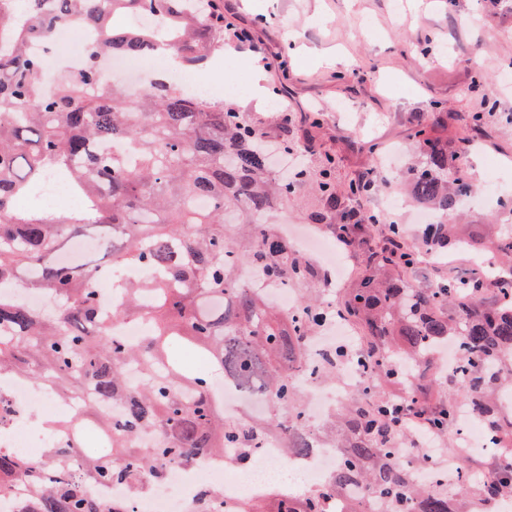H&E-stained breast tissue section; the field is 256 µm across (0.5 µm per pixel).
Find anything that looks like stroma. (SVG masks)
I'll return each mask as SVG.
<instances>
[{"label":"stroma","mask_w":512,"mask_h":512,"mask_svg":"<svg viewBox=\"0 0 512 512\" xmlns=\"http://www.w3.org/2000/svg\"><path fill=\"white\" fill-rule=\"evenodd\" d=\"M262 2L224 0V13L251 31L268 65L232 40L221 56L245 79L283 90L291 119L266 126L269 140H300L311 172L333 157L341 188L374 167L369 144L400 149L403 168L417 154L418 118L459 114L448 126L453 143L484 112L465 170L472 190L454 221L489 237L512 225L503 206L512 198V90L499 83L512 68V0H274L269 23L259 18Z\"/></svg>","instance_id":"obj_1"}]
</instances>
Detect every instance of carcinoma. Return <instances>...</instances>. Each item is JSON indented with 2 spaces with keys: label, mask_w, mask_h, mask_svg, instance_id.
I'll return each instance as SVG.
<instances>
[{
  "label": "carcinoma",
  "mask_w": 512,
  "mask_h": 512,
  "mask_svg": "<svg viewBox=\"0 0 512 512\" xmlns=\"http://www.w3.org/2000/svg\"><path fill=\"white\" fill-rule=\"evenodd\" d=\"M138 13L156 25L118 24ZM65 27L91 32L94 41L83 71L61 72L46 90L43 58L27 45L47 43ZM228 27L224 0H0V289L18 284L59 301L47 314L0 295V376L48 379L60 396L77 397L90 383L102 398L126 405L120 420L98 419L112 438L82 475L66 471L71 449L83 445L79 424L69 443L48 449L39 462L0 449V475L36 477L29 512H127L121 502L95 505L81 491L83 479L121 481L138 491L145 478L163 479L167 463L228 450L248 466L260 436L282 434L291 454L319 434L337 439L341 449L330 487L303 498L247 500L238 512H324L327 496L353 484L379 498L383 512H472L476 498L512 500V467L473 488L457 476L450 506L448 472L434 467L430 485L419 486L398 463L411 444L398 425L401 414L424 413V433L446 437L462 397L479 409L490 438L512 452V405L500 401L504 390L512 392V287L496 275L512 270L511 233L495 245L499 264L421 288L406 277L418 266L419 249L405 229L388 224L377 239L378 218L344 207L345 197L367 196L380 184L376 169L342 194L331 157L315 175L300 170L282 180L260 144L262 120L233 101L202 103L169 78L150 81L133 104L119 89L94 90L103 50L144 58L162 52L196 67L224 49ZM448 119L438 112L414 128L421 161L409 169L408 184L443 216L425 226L422 241L433 251L478 256L482 238H459L448 224L471 189L460 171L463 149L434 133ZM49 173L70 184L81 209L60 218L17 205ZM305 185L321 202L307 213L308 223L338 217L334 232L362 250L360 282L333 313L364 329L361 352L379 386L374 402L357 395L315 432L298 380L305 341L324 322L322 303L306 288L321 273L272 221L276 207ZM199 200L207 206L198 207ZM91 225L99 228L97 248L109 262L58 258ZM137 266L156 276L121 279L123 269ZM242 267L270 287L295 288L300 307L276 316L269 300L240 278ZM103 273L117 280L120 308L110 314L98 296ZM484 292L491 297L483 299ZM115 316L145 322L144 341L131 346L112 336ZM456 337L458 364L445 374L435 355L441 341ZM184 345L207 353L224 380L265 399L271 412L258 423L224 418L210 379L172 354ZM130 366L139 372L133 388ZM285 403L289 421L279 417ZM146 427L158 435L152 448L140 442Z\"/></svg>",
  "instance_id": "cac0c4a2"
}]
</instances>
